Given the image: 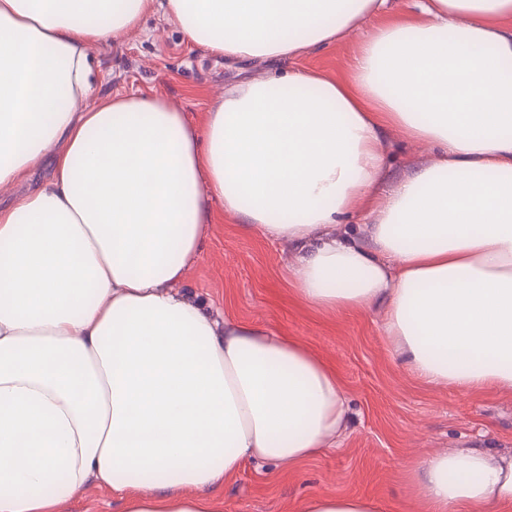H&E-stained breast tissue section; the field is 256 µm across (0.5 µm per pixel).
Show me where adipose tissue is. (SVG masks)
<instances>
[{"mask_svg":"<svg viewBox=\"0 0 512 512\" xmlns=\"http://www.w3.org/2000/svg\"><path fill=\"white\" fill-rule=\"evenodd\" d=\"M0 0V512H62L90 486L121 512H221L250 462L295 468L343 434L335 373L185 288L214 222L293 243L327 313L383 307L421 383L512 387V0ZM164 9L225 60L292 61L379 22L349 72L248 78L200 122L160 95L89 89L88 48ZM437 159L386 191L388 131ZM366 213L362 240L338 224ZM422 512H512V455L409 468ZM302 512H381L317 493ZM51 175V165L46 162L32 172L27 179L11 184L9 187L0 190L1 206L7 205L15 198L25 193L29 188L46 180Z\"/></svg>","mask_w":512,"mask_h":512,"instance_id":"1","label":"adipose tissue"}]
</instances>
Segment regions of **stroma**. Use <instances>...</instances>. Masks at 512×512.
Listing matches in <instances>:
<instances>
[{
  "label": "stroma",
  "mask_w": 512,
  "mask_h": 512,
  "mask_svg": "<svg viewBox=\"0 0 512 512\" xmlns=\"http://www.w3.org/2000/svg\"><path fill=\"white\" fill-rule=\"evenodd\" d=\"M358 42L353 35L339 46L304 52L294 65L342 76ZM89 55L92 93L81 108L106 95L158 94L196 122L225 85L283 69L213 57L160 12L144 17L136 32L91 46ZM386 154L384 188L435 158L398 132L389 133ZM213 208L218 218L190 266L188 290L304 347L336 374L349 400L338 447L288 474L270 464L246 466L220 491L224 512H299L308 496L325 490L379 498L385 512H415L419 490L407 469L420 457L460 448L512 454V388L462 393L417 382L380 334V307L335 315L310 306L290 285L293 245L247 234L223 217L221 203Z\"/></svg>",
  "instance_id": "stroma-1"
}]
</instances>
